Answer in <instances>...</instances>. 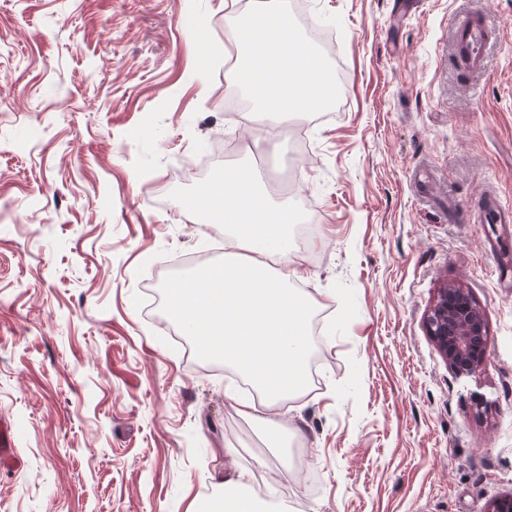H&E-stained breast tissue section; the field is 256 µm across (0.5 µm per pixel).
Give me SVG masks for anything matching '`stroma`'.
Listing matches in <instances>:
<instances>
[{
    "mask_svg": "<svg viewBox=\"0 0 512 512\" xmlns=\"http://www.w3.org/2000/svg\"><path fill=\"white\" fill-rule=\"evenodd\" d=\"M225 0H0V512H187L234 461L275 512H487L512 493V0H491L484 71L457 65L476 0H302L330 26L342 103L247 128L224 95ZM208 26L200 68L187 18ZM291 239L319 303L301 432L270 449L187 351L147 285L224 251L181 207L203 148L288 178ZM482 308L489 357L448 367L423 326L444 284ZM479 209L486 224H503L508 229L512 224V209L501 204L497 195L491 191H485L479 197Z\"/></svg>",
    "mask_w": 512,
    "mask_h": 512,
    "instance_id": "obj_1",
    "label": "stroma"
}]
</instances>
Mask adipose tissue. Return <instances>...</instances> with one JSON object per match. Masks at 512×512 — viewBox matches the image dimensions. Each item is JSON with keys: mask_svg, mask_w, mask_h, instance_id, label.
Here are the masks:
<instances>
[{"mask_svg": "<svg viewBox=\"0 0 512 512\" xmlns=\"http://www.w3.org/2000/svg\"><path fill=\"white\" fill-rule=\"evenodd\" d=\"M224 54L226 77L250 99L248 121L319 112L336 94L331 66H305L312 51L285 11L235 12ZM200 194L188 215L223 224L224 257L185 273L183 286L194 292L190 301H181L180 288L167 287L166 312L190 328L201 356L220 358L253 388L250 399L227 392L232 408L246 421L272 428L281 408L307 387L314 306L295 286L304 274L288 248L300 216L275 202L249 165L225 168ZM250 485L246 473L217 471L215 494L191 512H259Z\"/></svg>", "mask_w": 512, "mask_h": 512, "instance_id": "1", "label": "adipose tissue"}]
</instances>
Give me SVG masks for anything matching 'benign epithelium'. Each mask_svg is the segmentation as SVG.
Wrapping results in <instances>:
<instances>
[{
	"instance_id": "obj_1",
	"label": "benign epithelium",
	"mask_w": 512,
	"mask_h": 512,
	"mask_svg": "<svg viewBox=\"0 0 512 512\" xmlns=\"http://www.w3.org/2000/svg\"><path fill=\"white\" fill-rule=\"evenodd\" d=\"M424 327L456 375H473L485 365L489 341L484 313L465 289L440 288L425 314Z\"/></svg>"
}]
</instances>
